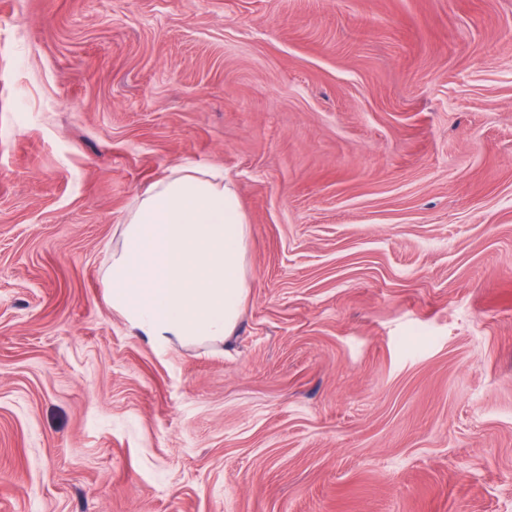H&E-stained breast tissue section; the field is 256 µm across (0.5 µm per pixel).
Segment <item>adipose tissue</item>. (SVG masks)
Returning <instances> with one entry per match:
<instances>
[{
    "instance_id": "ef3b65f1",
    "label": "adipose tissue",
    "mask_w": 512,
    "mask_h": 512,
    "mask_svg": "<svg viewBox=\"0 0 512 512\" xmlns=\"http://www.w3.org/2000/svg\"><path fill=\"white\" fill-rule=\"evenodd\" d=\"M248 238L223 168L175 164L133 200L104 274L107 302L154 347L225 342L248 292Z\"/></svg>"
}]
</instances>
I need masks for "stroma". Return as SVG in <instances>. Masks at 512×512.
Wrapping results in <instances>:
<instances>
[{"label": "stroma", "mask_w": 512, "mask_h": 512, "mask_svg": "<svg viewBox=\"0 0 512 512\" xmlns=\"http://www.w3.org/2000/svg\"><path fill=\"white\" fill-rule=\"evenodd\" d=\"M223 167L225 343L105 301ZM0 512H512V0H0Z\"/></svg>", "instance_id": "stroma-1"}]
</instances>
